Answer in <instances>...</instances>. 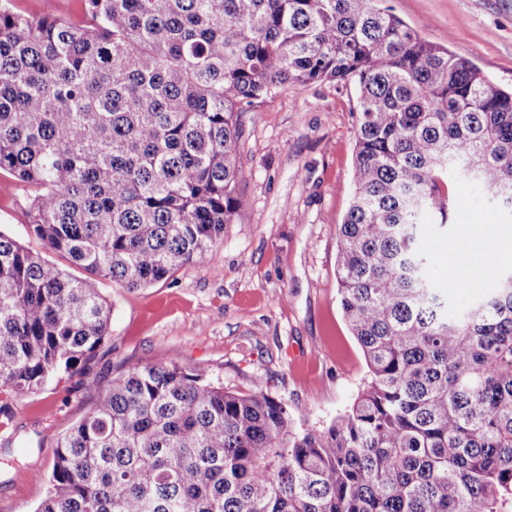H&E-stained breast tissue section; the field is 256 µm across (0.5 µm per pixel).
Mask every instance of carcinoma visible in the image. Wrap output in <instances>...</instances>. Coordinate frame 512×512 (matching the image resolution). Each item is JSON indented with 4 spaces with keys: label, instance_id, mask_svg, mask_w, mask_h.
I'll list each match as a JSON object with an SVG mask.
<instances>
[{
    "label": "carcinoma",
    "instance_id": "1",
    "mask_svg": "<svg viewBox=\"0 0 512 512\" xmlns=\"http://www.w3.org/2000/svg\"><path fill=\"white\" fill-rule=\"evenodd\" d=\"M88 23L0 5V172L74 279L0 234V396L73 377L109 334L99 280L207 266L241 209L239 114L354 85L345 321L370 381L329 426L158 361L106 386L54 448L36 512H512V287L448 313L426 222L468 179L512 211V90L382 0H82Z\"/></svg>",
    "mask_w": 512,
    "mask_h": 512
}]
</instances>
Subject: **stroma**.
<instances>
[{"label": "stroma", "instance_id": "obj_1", "mask_svg": "<svg viewBox=\"0 0 512 512\" xmlns=\"http://www.w3.org/2000/svg\"><path fill=\"white\" fill-rule=\"evenodd\" d=\"M421 35L512 86V0H384ZM357 92L323 82L259 99L239 118L237 191L242 208L226 225L211 265H189L154 285L127 290L102 281L110 334L86 376L0 400V512H34L45 498L51 440L84 417L100 386L157 360L187 365L225 389H256L320 429L363 389L368 367L344 319L336 284L337 230L353 194ZM451 224H425L419 245L449 311L491 286L482 272L448 270L449 243L467 224L512 228V214L462 181ZM27 191L0 173V233L82 276L43 250L26 217ZM97 388H88V381Z\"/></svg>", "mask_w": 512, "mask_h": 512}]
</instances>
